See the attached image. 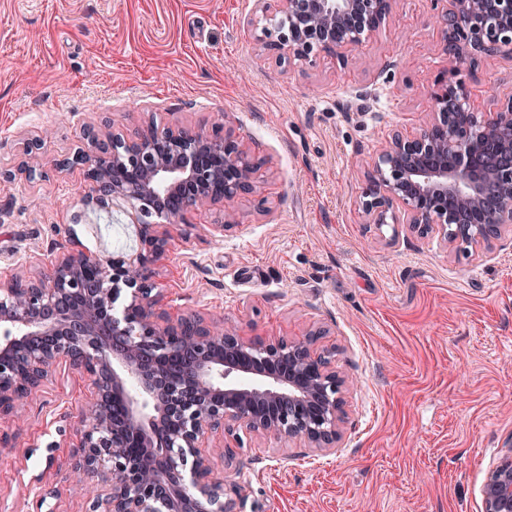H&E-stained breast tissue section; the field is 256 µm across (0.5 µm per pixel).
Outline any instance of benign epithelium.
Listing matches in <instances>:
<instances>
[{"label": "benign epithelium", "mask_w": 512, "mask_h": 512, "mask_svg": "<svg viewBox=\"0 0 512 512\" xmlns=\"http://www.w3.org/2000/svg\"><path fill=\"white\" fill-rule=\"evenodd\" d=\"M399 0H253L261 54L310 67L346 66L395 12ZM447 66L435 77L429 118L396 130L364 168L356 205L366 224L402 223L452 252L486 254L512 237V96L475 112L461 66L512 55V0H432ZM90 149L53 163L85 168L99 199L138 214L140 247L101 258L60 247L50 272L23 274L0 290V416L19 415L57 365L87 375L94 401L79 429L71 469L109 486L90 512H234L213 480L204 441L233 463L240 433L300 440L329 452L342 439L349 378L312 349L325 331L298 340L252 341L239 322L160 311L155 281L172 233L187 216L258 198L264 162L221 124L106 135L84 130ZM130 300L122 312L115 302ZM483 512H512V448L487 473Z\"/></svg>", "instance_id": "1"}]
</instances>
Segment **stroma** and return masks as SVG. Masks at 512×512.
Segmentation results:
<instances>
[{"label":"stroma","mask_w":512,"mask_h":512,"mask_svg":"<svg viewBox=\"0 0 512 512\" xmlns=\"http://www.w3.org/2000/svg\"><path fill=\"white\" fill-rule=\"evenodd\" d=\"M250 0H0V288L46 270L55 242L98 256L137 248L119 201H88L69 156L87 126L130 134L220 121L268 161L264 209L242 202L219 237L174 236L160 269L170 318H243L246 336L317 344L355 383L340 448L244 434L214 456L236 512H483L481 488L512 448V241L449 253L403 224L362 223L363 164L388 133L419 126L446 64L431 0L397 11L346 67L261 55ZM464 79L475 111L512 96V57ZM92 389L60 366L23 419L0 418V512H89L59 471L74 459Z\"/></svg>","instance_id":"1"}]
</instances>
